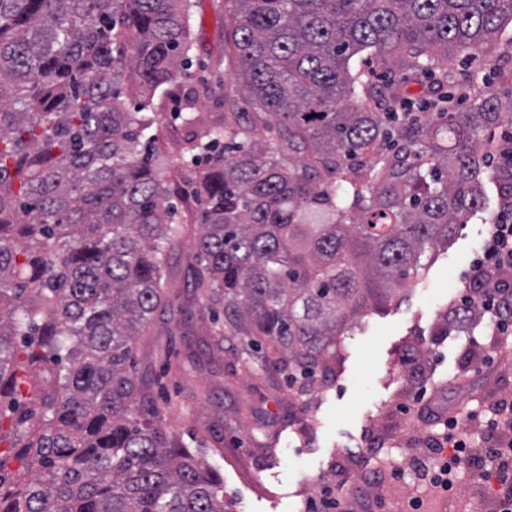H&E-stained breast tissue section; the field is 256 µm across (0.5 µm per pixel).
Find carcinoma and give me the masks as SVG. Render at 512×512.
Wrapping results in <instances>:
<instances>
[{"mask_svg":"<svg viewBox=\"0 0 512 512\" xmlns=\"http://www.w3.org/2000/svg\"><path fill=\"white\" fill-rule=\"evenodd\" d=\"M234 2L249 99L288 167L227 97L171 178L155 117L126 99H179L195 3L0 0V512H224V478L145 408L132 361L171 304L177 222L201 229L194 293L295 381L482 204L481 133L512 98L445 105L454 53L512 25V0ZM360 56L404 74L359 98ZM419 77L426 115L406 98ZM379 96L397 107L373 111Z\"/></svg>","mask_w":512,"mask_h":512,"instance_id":"cac0c4a2","label":"carcinoma"}]
</instances>
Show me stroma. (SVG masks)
<instances>
[{
  "label": "stroma",
  "mask_w": 512,
  "mask_h": 512,
  "mask_svg": "<svg viewBox=\"0 0 512 512\" xmlns=\"http://www.w3.org/2000/svg\"><path fill=\"white\" fill-rule=\"evenodd\" d=\"M235 10L233 0H197L193 9L196 44L179 85L196 95L195 109L148 106L158 115L153 131L164 164L179 160L201 124L221 122L225 96L235 95L240 111L251 109L231 40ZM218 56L224 65L217 70ZM458 71L467 94L456 111L469 110L490 89L511 96L512 28ZM485 173L483 207L457 226L448 245L426 254L420 276L356 318L335 360L304 388L241 360L242 338L212 352V312L192 296L187 258L199 227L189 225L163 268L174 308L139 339L136 370L164 426L223 475L224 512H303L326 488L343 498L346 512H411L408 500L416 496L429 500L432 512L486 506L471 472L461 473L444 498L431 496L421 477L444 417L456 416L482 448L485 421L512 407V340L483 346L480 320L461 325L449 314L487 224L497 219L500 184L512 163L487 157ZM413 348L425 357L411 381L402 363Z\"/></svg>",
  "instance_id": "35a3bbf8"
}]
</instances>
